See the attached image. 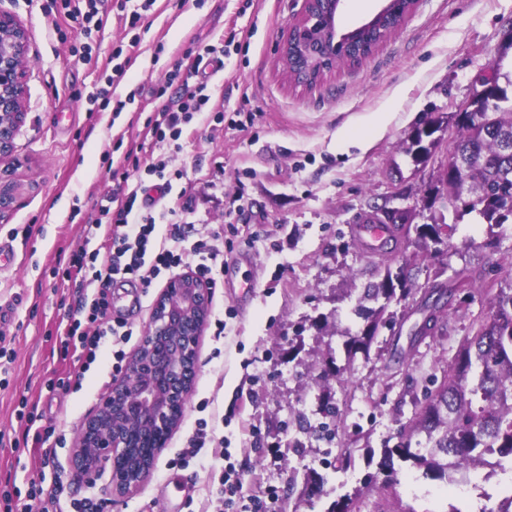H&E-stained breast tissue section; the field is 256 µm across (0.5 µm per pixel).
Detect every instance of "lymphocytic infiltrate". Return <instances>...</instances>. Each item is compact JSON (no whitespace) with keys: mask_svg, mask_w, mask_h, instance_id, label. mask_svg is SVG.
<instances>
[{"mask_svg":"<svg viewBox=\"0 0 512 512\" xmlns=\"http://www.w3.org/2000/svg\"><path fill=\"white\" fill-rule=\"evenodd\" d=\"M59 2L76 37L84 41L82 61L91 63L92 44L100 40L103 26L101 0ZM168 79L177 83L176 94L169 104L150 116L148 123L158 141L174 143L181 139L185 126L194 117L205 114L212 94L207 82L192 85L183 81L181 64H174ZM143 186V180L134 182L129 173H122L111 195L98 203L97 217L88 220L85 226L87 237L104 235L108 247L92 271L93 281L99 284L98 291L91 295L80 293L76 309L67 314L68 324L60 338L62 355L69 360L74 377H83L108 339L116 346L112 369L117 373L123 369L120 345L130 340L132 332L126 329L124 321L111 317L108 290L114 280L135 281L147 289L191 255L203 258L196 266L203 280L213 281L217 270L224 266L223 251L206 241L195 242L192 250L182 249L186 231L181 224L169 222L166 234H157V215L153 208L137 202Z\"/></svg>","mask_w":512,"mask_h":512,"instance_id":"f902f5d3","label":"lymphocytic infiltrate"}]
</instances>
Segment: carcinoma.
Masks as SVG:
<instances>
[{"label":"carcinoma","instance_id":"1","mask_svg":"<svg viewBox=\"0 0 512 512\" xmlns=\"http://www.w3.org/2000/svg\"><path fill=\"white\" fill-rule=\"evenodd\" d=\"M512 76L495 70V88L487 93L493 107L483 102L476 109L481 117L465 113L458 130V146L471 154L473 164L467 174V191L458 194L451 180L435 178L434 189L445 194L463 211L477 213L488 230L512 220V210L505 198L512 197V151L503 149V139L512 140ZM433 133L424 132L406 141L404 152L415 165L426 161ZM456 225H448V240L437 248L420 234L417 242L426 253L439 254L451 247ZM410 262L394 268L386 265L380 281L368 284L357 297L355 313L364 324L349 334L346 342L348 363L340 368L333 364L322 375L333 374L344 381L353 370L358 353L369 356L379 329L385 325L390 303L415 297ZM463 279L473 285L476 275L464 266L449 281L432 280L437 299L424 306L437 313V320L450 314L454 305V280ZM410 428L397 433L393 447L381 449L377 472L363 487L346 492L332 501L325 512H383L378 502L370 500L372 492L380 493L400 483L395 461L409 463L423 475L449 485L466 469L484 463L489 448H497L505 463L512 466V280L497 288L490 300V311L467 337L454 361L445 371L440 388L430 392L417 406Z\"/></svg>","mask_w":512,"mask_h":512}]
</instances>
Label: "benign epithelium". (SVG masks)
<instances>
[{
    "label": "benign epithelium",
    "mask_w": 512,
    "mask_h": 512,
    "mask_svg": "<svg viewBox=\"0 0 512 512\" xmlns=\"http://www.w3.org/2000/svg\"><path fill=\"white\" fill-rule=\"evenodd\" d=\"M403 20L416 11L419 0H382L380 9L362 24L336 35L343 0H302L298 19L288 27L279 43L289 83L306 89L319 85L340 65L358 66L370 55L354 56L369 32L381 38L376 52L393 29H384L389 17L400 10ZM32 38L30 30L15 16L0 12V162L12 156L15 139L25 124V62ZM476 92L459 110L450 114L439 129L437 144H445L444 159L436 170L458 177L468 159L455 150L457 123L470 111ZM403 199L396 193L385 199L380 212L396 220L424 211L448 198L432 191L424 194L417 208L396 206ZM212 289L192 272L174 277L157 298L141 343L128 369L96 411L82 424L74 448L75 467L89 484L110 463L112 492L121 497L138 488L177 427L193 390L198 372L197 347L208 323Z\"/></svg>",
    "instance_id": "7a95c632"
}]
</instances>
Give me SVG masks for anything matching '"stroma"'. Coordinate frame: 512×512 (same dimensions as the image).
<instances>
[{
    "instance_id": "obj_1",
    "label": "stroma",
    "mask_w": 512,
    "mask_h": 512,
    "mask_svg": "<svg viewBox=\"0 0 512 512\" xmlns=\"http://www.w3.org/2000/svg\"><path fill=\"white\" fill-rule=\"evenodd\" d=\"M44 3L0 0V12L33 31L24 78L28 113L15 139L17 164L4 175L15 200L0 222V240L12 241L17 253L12 267L0 269V339L13 353L8 384L0 387V479L11 478L23 490L33 480L49 489L68 479L66 498H92L98 512H219L209 467L173 463L203 418L242 470L245 494L272 489L280 512H324L342 490L375 472L368 449L382 448L408 421L473 321L488 312L490 297L512 276V224L488 248L487 227L476 213L445 211V223L457 227L446 262L480 273V293L455 303L435 341L416 346L410 330L420 314L391 303V325L381 329L369 360H357L345 382L318 379L316 368L327 359L345 365L344 334L361 324L350 290L404 258L420 262L417 288L427 287L437 269L412 240L388 257L365 253L348 227L372 215L392 191L412 199L423 194L430 171L416 168L402 146L415 128L465 102L487 66L512 70V51L499 53L512 29V0H420L402 30L370 59L337 68L311 89L287 81L279 53L301 0H156L149 18L135 25L121 0H104L95 65L78 60L65 17L45 14ZM216 42L224 45V70L210 81L213 110L187 129L183 151L172 154L183 177L179 193L164 202L176 221L190 225L189 242L218 235L224 269L180 423L147 479L118 497L108 476L92 485L77 479L73 461L81 425L112 386L111 344L103 345L80 385L45 387L46 379L69 369L59 337L76 283L84 279L88 292L97 290L90 269L70 268L67 261L73 252L103 247L84 227L100 197L111 192L112 172L125 155L158 152L147 122L169 102L158 93L166 72L178 62L190 66L191 49ZM118 47L129 60L115 92L125 106L87 114L100 66ZM470 240L474 248L462 251ZM165 286L162 279L147 290L112 284V313L133 330L125 354L138 346ZM397 348L406 355L401 367L389 362ZM325 391L336 406L330 442L321 431ZM24 397L62 435L56 459L14 445L22 433L16 407ZM344 448L355 458L345 472L332 466ZM308 470L326 478L324 496L312 503L288 494L291 476ZM399 479L378 499L385 512L407 505L445 512L451 502L440 482L405 469Z\"/></svg>"
}]
</instances>
